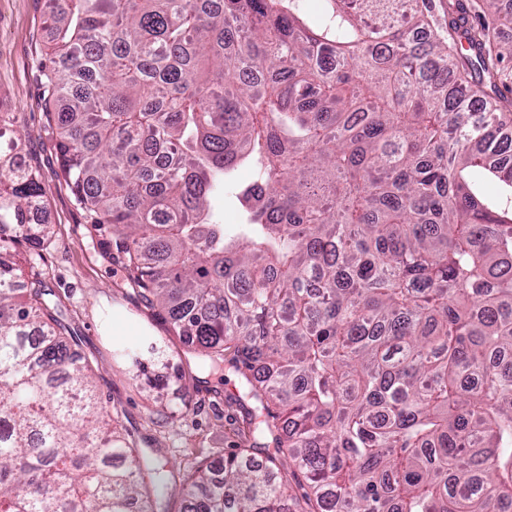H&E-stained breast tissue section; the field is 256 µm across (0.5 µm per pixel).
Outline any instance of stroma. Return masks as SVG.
<instances>
[{"mask_svg": "<svg viewBox=\"0 0 512 512\" xmlns=\"http://www.w3.org/2000/svg\"><path fill=\"white\" fill-rule=\"evenodd\" d=\"M49 0H0V112L18 117L21 162L41 180L48 235L23 249L35 261L58 302L78 351L99 368L103 402L119 412L138 447L187 467L207 457L223 459L252 442L239 383L228 370L202 367L172 335L164 316L147 308L124 283L120 265L103 243L111 227L91 230L61 174L54 123L40 84L39 61L50 34ZM143 336L169 341L168 366L140 372L115 354L117 345Z\"/></svg>", "mask_w": 512, "mask_h": 512, "instance_id": "35a3bbf8", "label": "stroma"}]
</instances>
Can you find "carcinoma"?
Segmentation results:
<instances>
[{"mask_svg":"<svg viewBox=\"0 0 512 512\" xmlns=\"http://www.w3.org/2000/svg\"><path fill=\"white\" fill-rule=\"evenodd\" d=\"M503 0H50L61 175L126 285L233 370L253 445L179 471L0 256V512H512ZM0 113V251L46 235ZM242 164L255 179L234 186ZM244 221L228 233L215 201ZM119 357L168 365L164 345Z\"/></svg>","mask_w":512,"mask_h":512,"instance_id":"1","label":"carcinoma"}]
</instances>
